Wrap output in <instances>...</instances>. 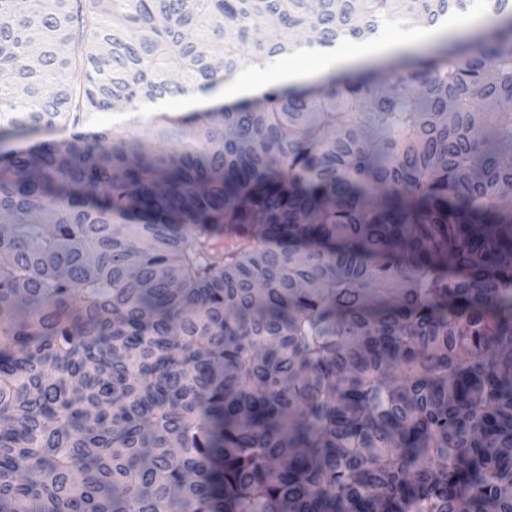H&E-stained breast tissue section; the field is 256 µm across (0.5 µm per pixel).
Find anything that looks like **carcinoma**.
Wrapping results in <instances>:
<instances>
[{
    "instance_id": "obj_1",
    "label": "carcinoma",
    "mask_w": 512,
    "mask_h": 512,
    "mask_svg": "<svg viewBox=\"0 0 512 512\" xmlns=\"http://www.w3.org/2000/svg\"><path fill=\"white\" fill-rule=\"evenodd\" d=\"M465 53L138 137L95 114L472 0H0V512H512V0ZM177 145L160 151L155 142Z\"/></svg>"
}]
</instances>
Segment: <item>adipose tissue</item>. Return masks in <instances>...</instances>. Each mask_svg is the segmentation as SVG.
Segmentation results:
<instances>
[{
	"mask_svg": "<svg viewBox=\"0 0 512 512\" xmlns=\"http://www.w3.org/2000/svg\"><path fill=\"white\" fill-rule=\"evenodd\" d=\"M403 42V36L399 35L391 39L382 36L374 41L351 47L340 44L329 48L315 47L311 49L310 54L319 62L316 70H299L292 59L278 57L265 67L264 74L269 82L300 88L311 82L328 81L334 75L356 64L388 55L400 48Z\"/></svg>",
	"mask_w": 512,
	"mask_h": 512,
	"instance_id": "adipose-tissue-1",
	"label": "adipose tissue"
}]
</instances>
